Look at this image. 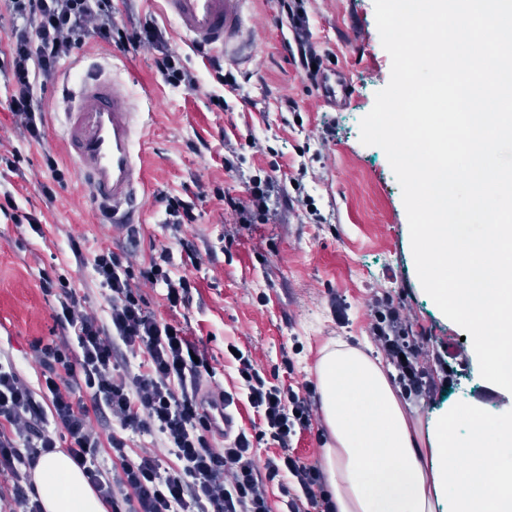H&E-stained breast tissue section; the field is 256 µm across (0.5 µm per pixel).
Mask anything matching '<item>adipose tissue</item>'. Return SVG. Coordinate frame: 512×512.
<instances>
[{
  "label": "adipose tissue",
  "mask_w": 512,
  "mask_h": 512,
  "mask_svg": "<svg viewBox=\"0 0 512 512\" xmlns=\"http://www.w3.org/2000/svg\"><path fill=\"white\" fill-rule=\"evenodd\" d=\"M316 378L337 512H512V431L495 417L452 402L418 429L389 372L345 342L322 348ZM32 484L43 512H108L65 453Z\"/></svg>",
  "instance_id": "1"
}]
</instances>
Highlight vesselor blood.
<instances>
[{
    "instance_id": "obj_1",
    "label": "vessel or blood",
    "mask_w": 512,
    "mask_h": 512,
    "mask_svg": "<svg viewBox=\"0 0 512 512\" xmlns=\"http://www.w3.org/2000/svg\"><path fill=\"white\" fill-rule=\"evenodd\" d=\"M248 0H162V11L177 24L193 50L241 57L250 47ZM329 99H349V83L336 69L320 71ZM150 87L132 96L103 71L87 74L68 98L59 135L69 158L89 187L90 197L113 227L134 224L149 199V186L135 134L140 102L152 100Z\"/></svg>"
}]
</instances>
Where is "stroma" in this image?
I'll list each match as a JSON object with an SVG mask.
<instances>
[{
  "label": "stroma",
  "mask_w": 512,
  "mask_h": 512,
  "mask_svg": "<svg viewBox=\"0 0 512 512\" xmlns=\"http://www.w3.org/2000/svg\"><path fill=\"white\" fill-rule=\"evenodd\" d=\"M114 6L117 21H153L198 87L166 83L148 47L109 46L90 37L36 88L45 131L34 141L16 123L11 88L0 77V193L11 192L20 213L42 219L37 233L27 222L0 217V364L38 386L42 369L32 346L57 334L53 312L63 291L98 315L108 312L94 256L109 249L138 266L154 247L166 245L201 258L174 270L194 283L189 306L174 313L162 288L142 292L157 317L180 321L211 356L215 376L203 382V392L237 387V364L225 354L230 342L297 389L315 383V365L327 344H368L380 357L373 304L400 295L414 335L430 339L423 362L431 363L442 344L455 354L453 375L436 399L408 397L414 420L427 424L448 402L459 401L511 427L512 393L482 378L464 329L439 314L414 275L401 188L385 152L360 141V121L391 73L374 0H300L306 20L300 30L283 0H253L252 53L224 67L237 83L232 92L182 42L159 0H114ZM306 56L342 72L352 84L351 98L324 99L319 78L302 62ZM98 66L132 95L145 84L154 90L146 124L135 137L144 148L150 200L139 223L117 231L96 222L55 133L66 86ZM214 94L224 96L225 109L211 105ZM285 99L291 108L282 107ZM232 147L239 155L233 171L224 165ZM50 156L62 161L63 182L52 180ZM252 175L276 177L273 199L288 200L270 223H240L224 203L227 194L245 197ZM199 186L206 196L196 204L195 222L165 224L162 195L183 198ZM286 360L292 372L282 371Z\"/></svg>",
  "instance_id": "stroma-1"
}]
</instances>
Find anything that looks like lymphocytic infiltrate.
Here are the masks:
<instances>
[{"label": "lymphocytic infiltrate", "mask_w": 512, "mask_h": 512, "mask_svg": "<svg viewBox=\"0 0 512 512\" xmlns=\"http://www.w3.org/2000/svg\"><path fill=\"white\" fill-rule=\"evenodd\" d=\"M13 24L8 53L0 74L11 87L13 117L33 140L44 134L45 116L33 100L39 78H52L61 61L86 38L94 36L119 45L145 44L156 49L155 65L171 85L197 89L198 81L179 65L160 28L145 24L125 29L112 21L113 0H10ZM271 178H250L246 199L226 197L241 223H266ZM174 252L163 246L148 265L123 263L109 250L96 254L94 270L109 304L99 318L72 294L58 300L54 319L61 328L50 342L37 343L42 367L39 388H32L11 367L0 365V477H9L10 491L23 512H42L24 486L40 458L65 440L66 453L83 472L112 512H271L270 489H277L288 512H336L321 468L290 452L297 433L313 424L315 386L296 392L272 381L249 355L238 354L239 393L259 417L252 432H239L223 447L213 442L201 386L214 368L206 350L190 340L177 323L158 319L142 294L143 285L164 286L170 309L188 306L193 285L172 277ZM374 329L380 348L398 371L402 391L433 396L439 385L433 369L418 356L420 342L411 324L384 299L375 312ZM142 351L147 362L130 368L117 359L120 348ZM110 414L114 430L101 441L91 413ZM160 435L178 468L163 467L152 449L138 459L128 457L125 431ZM272 438L279 450L255 465V447ZM119 461L118 474L108 475L96 464L101 446Z\"/></svg>", "instance_id": "obj_1"}]
</instances>
